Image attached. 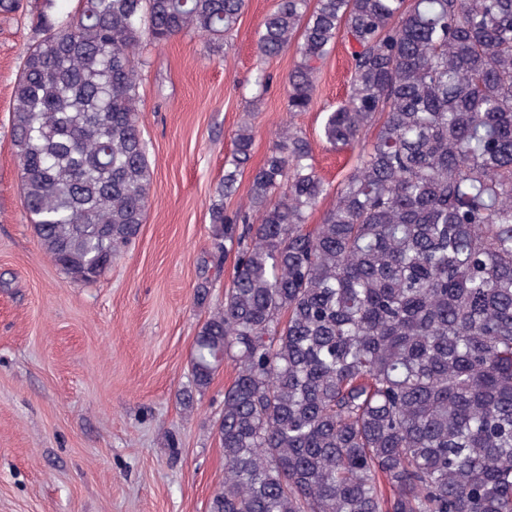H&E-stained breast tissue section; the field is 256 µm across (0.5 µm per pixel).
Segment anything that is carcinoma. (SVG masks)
Listing matches in <instances>:
<instances>
[{
	"mask_svg": "<svg viewBox=\"0 0 512 512\" xmlns=\"http://www.w3.org/2000/svg\"><path fill=\"white\" fill-rule=\"evenodd\" d=\"M244 8L0 0L37 33L11 139L40 248L68 279L100 277L146 218L144 51L219 44ZM341 38L349 89L323 133L354 151L346 177L331 189L288 125L249 205L224 210L251 160L245 122L216 188L210 261L235 252V274L179 393L192 407L234 363L209 512H512V0H278L256 46L295 47L289 114L312 108Z\"/></svg>",
	"mask_w": 512,
	"mask_h": 512,
	"instance_id": "obj_1",
	"label": "carcinoma"
}]
</instances>
